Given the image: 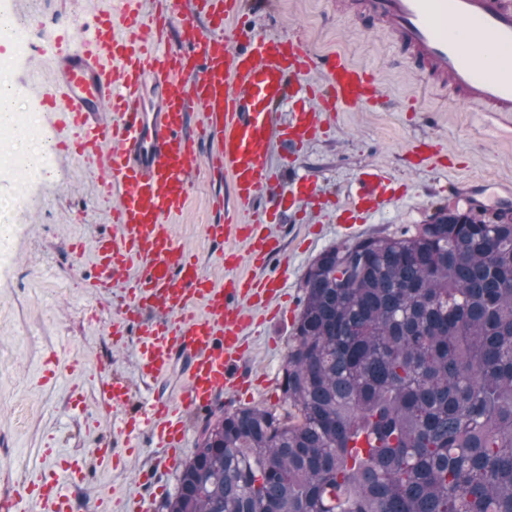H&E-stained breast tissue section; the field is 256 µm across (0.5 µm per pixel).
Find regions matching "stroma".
Wrapping results in <instances>:
<instances>
[{
	"label": "stroma",
	"instance_id": "35a3bbf8",
	"mask_svg": "<svg viewBox=\"0 0 512 512\" xmlns=\"http://www.w3.org/2000/svg\"><path fill=\"white\" fill-rule=\"evenodd\" d=\"M332 0H241L239 16L224 32L252 26L316 53L340 51L379 80L380 100L370 111L329 115L324 133L303 146H275L271 173L280 182L306 177L327 194L321 213L306 218L278 213L271 232L279 254L268 271L280 274L287 302L283 313L245 329L243 369L247 390L222 395L225 411L279 403L281 369L293 340L303 298V276L324 251L365 235L393 236L425 223L438 208L494 210L512 206V132L466 104L450 105L433 94L383 32L369 23L337 17ZM20 20L37 25L63 20L76 26L69 0H0ZM434 142L448 156L446 166L415 165L413 150ZM61 181L30 183L28 205L15 219V233L0 254V499L13 497L33 472L61 469L66 461L84 464V478L72 488L74 512H93L101 494L130 501L143 494L139 472L150 465L154 443L142 434L113 437L111 421L136 409L146 393L176 395L179 368L162 380L144 382L135 337L114 346L108 323L121 316L124 280L111 296L91 294L95 273L93 242L111 231L97 208L96 175L74 158H56ZM386 170L396 195L366 223L340 224L336 216L350 202L355 178L369 169ZM230 198L225 180L203 179L174 223L177 240L198 259L204 273L223 281L226 270L217 248L245 251L235 238L215 245L207 231L217 217L210 200ZM132 388L127 407L112 405L86 382L98 369ZM84 386V417L73 418L74 386ZM53 455H45L46 442ZM114 442L122 460L112 470L95 465L97 448Z\"/></svg>",
	"mask_w": 512,
	"mask_h": 512
}]
</instances>
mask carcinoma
Listing matches in <instances>:
<instances>
[{
	"label": "carcinoma",
	"instance_id": "cac0c4a2",
	"mask_svg": "<svg viewBox=\"0 0 512 512\" xmlns=\"http://www.w3.org/2000/svg\"><path fill=\"white\" fill-rule=\"evenodd\" d=\"M303 288L289 410L212 413L161 512H512V217L439 208Z\"/></svg>",
	"mask_w": 512,
	"mask_h": 512
}]
</instances>
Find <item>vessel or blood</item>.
<instances>
[{
  "label": "vessel or blood",
  "mask_w": 512,
  "mask_h": 512,
  "mask_svg": "<svg viewBox=\"0 0 512 512\" xmlns=\"http://www.w3.org/2000/svg\"><path fill=\"white\" fill-rule=\"evenodd\" d=\"M143 4L119 0L94 15L87 40L67 27L29 37L23 54L52 72L38 98L56 117L50 125L56 151L89 170H106L100 193L114 202L115 229L92 246L91 288L105 292L131 267L140 270L122 300V318L109 325L113 342L136 335L149 380L166 377L175 360L184 362L177 396L146 397L131 419L113 424L126 436L148 429L169 466L185 441L187 413L208 412L220 394L246 385L244 305L269 309L281 290L274 274L215 282L176 239L172 221L189 204L198 142L210 145L205 175L232 187L230 204L213 205L219 221L209 225L210 238L242 240L251 263L263 266L278 249L268 229L273 216L284 208L306 210L316 195L306 178L294 177L284 189L272 179L274 143L301 145L326 113L365 110L378 97V83L342 52L314 55L244 28L224 37L222 22L236 16L238 0H165L148 14ZM333 7L379 24L427 80L447 85L453 101L477 103L512 128V0H334ZM203 16L210 22L205 33L193 24ZM176 22L187 37L172 48L167 41ZM471 30L483 39L481 52L469 46ZM313 72L324 83L308 81ZM294 99L299 108L277 124V112ZM195 111L200 120L192 134ZM388 185L380 171L363 174L351 212L375 210ZM94 388L112 403L129 400L123 380L100 376ZM83 477L79 463H70L64 480L30 481L17 497L0 501V512H16L24 500L36 512H74L67 488Z\"/></svg>",
  "instance_id": "b4317fda"
}]
</instances>
